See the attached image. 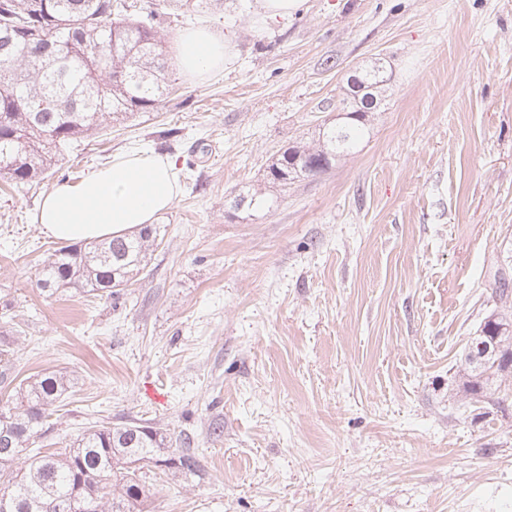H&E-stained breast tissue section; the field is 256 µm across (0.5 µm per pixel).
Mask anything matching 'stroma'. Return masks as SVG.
Returning <instances> with one entry per match:
<instances>
[{"mask_svg": "<svg viewBox=\"0 0 512 512\" xmlns=\"http://www.w3.org/2000/svg\"><path fill=\"white\" fill-rule=\"evenodd\" d=\"M188 28L230 38L222 70L170 65L157 111L82 140L38 188L0 183L9 368L74 378L37 447L102 420L163 429L174 453L189 438L202 471L154 478V512H512V401L471 402L459 379L512 241V0H306L268 24L224 0L161 30ZM377 57L358 148L265 187ZM138 146L182 178L137 282L117 306L42 293L58 242L41 198ZM243 187L268 208L234 209Z\"/></svg>", "mask_w": 512, "mask_h": 512, "instance_id": "1", "label": "stroma"}]
</instances>
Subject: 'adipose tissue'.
<instances>
[{"label":"adipose tissue","mask_w":512,"mask_h":512,"mask_svg":"<svg viewBox=\"0 0 512 512\" xmlns=\"http://www.w3.org/2000/svg\"><path fill=\"white\" fill-rule=\"evenodd\" d=\"M228 51V39L209 30L189 29L177 40L178 65L195 80L223 67ZM177 194L172 157L130 149L78 181L56 184L44 197L36 222L63 242H100L152 223Z\"/></svg>","instance_id":"1"}]
</instances>
